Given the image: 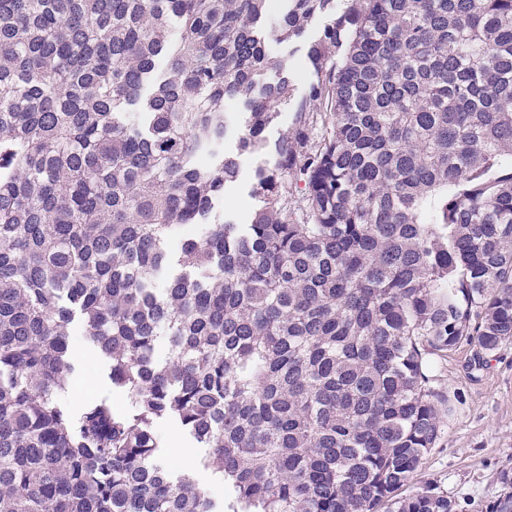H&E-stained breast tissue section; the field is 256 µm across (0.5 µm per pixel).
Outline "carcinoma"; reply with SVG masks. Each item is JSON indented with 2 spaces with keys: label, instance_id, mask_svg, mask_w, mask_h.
Returning a JSON list of instances; mask_svg holds the SVG:
<instances>
[{
  "label": "carcinoma",
  "instance_id": "1",
  "mask_svg": "<svg viewBox=\"0 0 512 512\" xmlns=\"http://www.w3.org/2000/svg\"><path fill=\"white\" fill-rule=\"evenodd\" d=\"M315 19L270 143L268 41ZM228 100L270 155L249 224L214 212ZM75 322L125 411L65 404ZM509 342L512 0H0V512H459L421 477L435 365ZM165 419L224 505L160 461ZM304 40L271 43V51L274 56L286 60L291 64L294 73V96L288 101L281 102L276 107L278 116L275 122L266 131V138L274 142L286 129L293 126V116L296 102L304 99L309 91L310 73L304 65Z\"/></svg>",
  "mask_w": 512,
  "mask_h": 512
}]
</instances>
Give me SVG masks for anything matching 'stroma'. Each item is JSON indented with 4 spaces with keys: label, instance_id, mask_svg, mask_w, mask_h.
Listing matches in <instances>:
<instances>
[{
    "label": "stroma",
    "instance_id": "stroma-1",
    "mask_svg": "<svg viewBox=\"0 0 512 512\" xmlns=\"http://www.w3.org/2000/svg\"><path fill=\"white\" fill-rule=\"evenodd\" d=\"M320 32V22H313L305 40L318 38ZM305 40L271 45L273 55L292 66L294 96L277 105L278 116L266 132L267 140H276L291 128L295 104L308 94ZM264 160L261 154L240 156L239 175L225 185L224 198L216 208L218 214L237 224L250 223L257 205L251 195L253 172ZM72 358L77 367L67 398L72 409L102 398L109 399L116 409H124L125 394L113 387L105 359L84 337L75 338ZM470 358L471 350L465 345L437 366L436 391L455 397L456 403L439 441L424 461L422 476L436 482L449 497L480 505L498 494L500 471L512 470V343L504 345L483 369H471ZM157 437L161 458L170 469L193 474L205 491L218 488V481L201 465L204 449L175 422H160Z\"/></svg>",
    "mask_w": 512,
    "mask_h": 512
}]
</instances>
